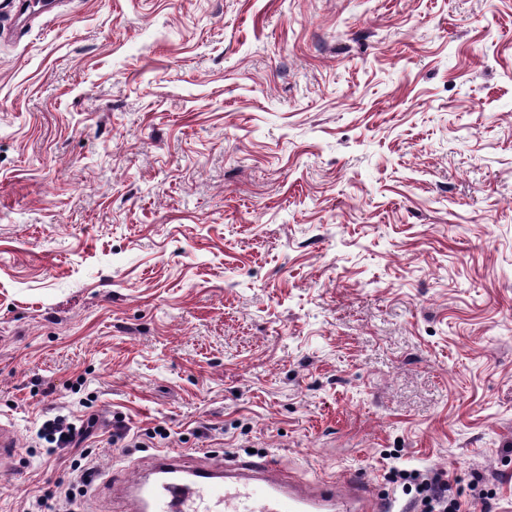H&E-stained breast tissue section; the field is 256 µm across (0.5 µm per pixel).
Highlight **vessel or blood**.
I'll list each match as a JSON object with an SVG mask.
<instances>
[{
    "label": "vessel or blood",
    "mask_w": 512,
    "mask_h": 512,
    "mask_svg": "<svg viewBox=\"0 0 512 512\" xmlns=\"http://www.w3.org/2000/svg\"><path fill=\"white\" fill-rule=\"evenodd\" d=\"M124 512H393L370 484L352 476L346 487L322 496L280 482L275 463L264 461L228 471L186 470L157 456L146 475L128 479Z\"/></svg>",
    "instance_id": "obj_1"
}]
</instances>
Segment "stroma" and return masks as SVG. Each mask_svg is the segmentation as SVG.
I'll use <instances>...</instances> for the list:
<instances>
[{"label": "stroma", "mask_w": 512, "mask_h": 512, "mask_svg": "<svg viewBox=\"0 0 512 512\" xmlns=\"http://www.w3.org/2000/svg\"><path fill=\"white\" fill-rule=\"evenodd\" d=\"M58 416L74 512L161 451L512 512V0H0V512ZM96 424V417H89L85 423L78 426L74 422H67L65 419H59L53 423L45 425L40 430V435L46 437L54 448H46V454L52 456L56 448H79L82 443L90 436L93 426ZM87 459L88 454L84 452L80 453L78 458H73L70 467L73 469V472H77L76 482L70 483L65 489L62 488L60 491L46 492L43 496L36 499L33 506L34 508L31 511H43L42 508L49 499H55L59 502L62 501L66 505L72 504L76 500L77 494L81 495L84 493L86 487L95 481V477L98 473L96 467ZM395 481H412L415 484V490L420 497L421 504L424 507L423 512H460L461 503L450 500L448 503V492L450 491L449 479H444L443 475L438 473L430 478H421L418 473L404 470H395L393 472Z\"/></svg>", "instance_id": "stroma-1"}]
</instances>
